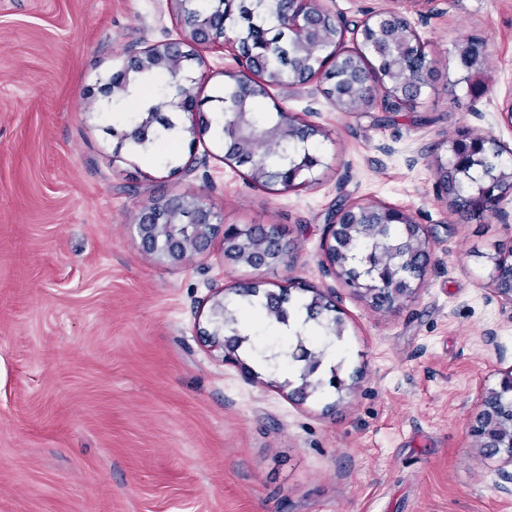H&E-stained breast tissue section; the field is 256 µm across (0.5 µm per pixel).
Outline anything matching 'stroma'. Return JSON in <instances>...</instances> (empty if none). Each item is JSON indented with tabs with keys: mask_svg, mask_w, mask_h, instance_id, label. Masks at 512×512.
I'll return each mask as SVG.
<instances>
[{
	"mask_svg": "<svg viewBox=\"0 0 512 512\" xmlns=\"http://www.w3.org/2000/svg\"><path fill=\"white\" fill-rule=\"evenodd\" d=\"M346 28L392 8L426 45L429 87L400 111L339 112L319 81L270 89L318 126L316 184L272 191L224 163L212 135H182L175 167L118 146L128 128L105 86L145 47L177 38L171 0H0V512H512L498 464L468 433L480 392L512 366V319L488 297L512 223L460 222L434 194L437 157L461 128L512 146V0H320ZM202 49L198 104L239 69ZM486 44L485 92L459 46ZM484 120H476L474 111ZM203 201L224 226L273 224L285 259L257 271L206 255L147 253L142 208ZM376 200L425 225L414 298L375 308L323 275L327 218ZM321 289L343 320L349 385L294 396L264 357L294 340L251 328L237 363L210 348L209 299L245 281Z\"/></svg>",
	"mask_w": 512,
	"mask_h": 512,
	"instance_id": "35a3bbf8",
	"label": "stroma"
}]
</instances>
